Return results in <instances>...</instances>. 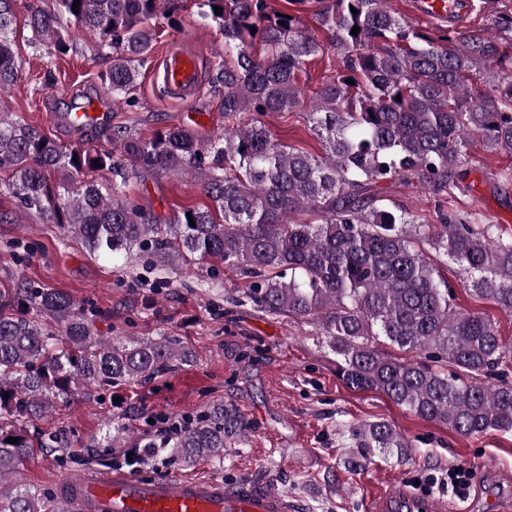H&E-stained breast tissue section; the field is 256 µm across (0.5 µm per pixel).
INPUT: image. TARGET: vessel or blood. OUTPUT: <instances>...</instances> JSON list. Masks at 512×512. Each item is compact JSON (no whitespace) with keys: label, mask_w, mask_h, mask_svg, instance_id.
Instances as JSON below:
<instances>
[{"label":"vessel or blood","mask_w":512,"mask_h":512,"mask_svg":"<svg viewBox=\"0 0 512 512\" xmlns=\"http://www.w3.org/2000/svg\"><path fill=\"white\" fill-rule=\"evenodd\" d=\"M417 10L427 18H444L467 12L468 2L419 0ZM160 66L168 98L191 106L202 85L198 57L185 49L170 48ZM106 118V113L86 105L67 115L69 125L76 129L101 125ZM79 490L95 512H296L298 508L287 493L266 484L132 476L120 470L83 481Z\"/></svg>","instance_id":"b4317fda"}]
</instances>
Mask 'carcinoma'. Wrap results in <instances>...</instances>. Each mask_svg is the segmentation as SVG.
<instances>
[{
	"mask_svg": "<svg viewBox=\"0 0 512 512\" xmlns=\"http://www.w3.org/2000/svg\"><path fill=\"white\" fill-rule=\"evenodd\" d=\"M18 2L0 0V94L20 69L10 38ZM181 2L79 0L76 14L74 0H29L26 10L28 26L58 53L67 46V18L97 36L112 55V95L133 103L157 39L154 20L174 24ZM319 2L323 39L299 17L277 15L268 0H196L224 36V62L210 85L224 110L222 133L203 138L173 125L146 139L118 127L106 151L64 146L0 111V182L19 207L95 256L136 252L159 267L212 259L239 273L261 309L319 323L353 389L378 391L462 436L509 432L512 383L503 375L512 345L489 318L456 309L452 285L423 244L458 264L464 286L511 311L512 237L464 213L441 212L438 224H422L383 204L375 187L394 179L435 197L467 195L473 145L512 154V56L498 47L512 41V0H502L490 28L450 27L434 37L392 14L387 0ZM328 50L342 66L307 100L299 75ZM305 104L325 142L320 158L275 139L260 120ZM104 171L112 173L109 185L100 181ZM185 171L198 174L213 207L158 216L126 194L133 181ZM305 214L313 221H297ZM93 316L18 270L0 276V512H72L64 495L10 481L33 449L70 447L63 429L29 431L58 403L188 359L168 336H99ZM244 427L218 405L134 447L221 460L224 441ZM348 438L362 454L403 456L412 448L385 421L355 426Z\"/></svg>",
	"mask_w": 512,
	"mask_h": 512,
	"instance_id": "cac0c4a2",
	"label": "carcinoma"
}]
</instances>
